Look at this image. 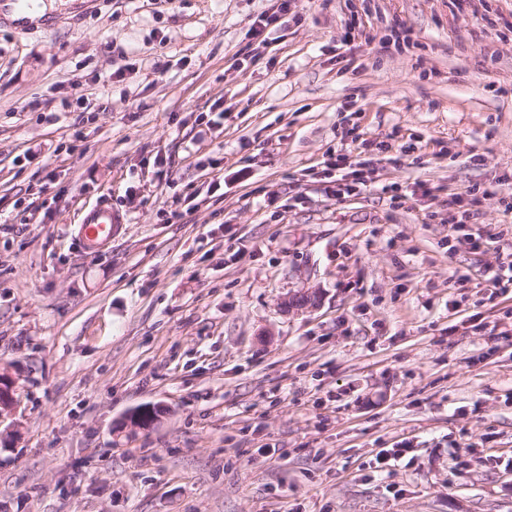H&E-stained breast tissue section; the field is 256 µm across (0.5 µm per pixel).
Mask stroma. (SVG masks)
Returning <instances> with one entry per match:
<instances>
[{
    "instance_id": "1",
    "label": "stroma",
    "mask_w": 512,
    "mask_h": 512,
    "mask_svg": "<svg viewBox=\"0 0 512 512\" xmlns=\"http://www.w3.org/2000/svg\"><path fill=\"white\" fill-rule=\"evenodd\" d=\"M52 2L0 14V512H512V0ZM32 0H1L0 1V12L3 8L4 4H8L11 10L17 12L20 15L26 14L31 9ZM47 11L46 5H38L32 11L28 12L24 18V20L29 21V23H34L38 25L41 20L44 19V16ZM288 1L281 0L277 6V10L271 14L260 15L249 29V34L255 40L259 39V43H266L273 29L282 25V20L288 14ZM116 224H121V220L112 212V208L96 207L84 218L79 228V235L91 245H104L112 241Z\"/></svg>"
}]
</instances>
